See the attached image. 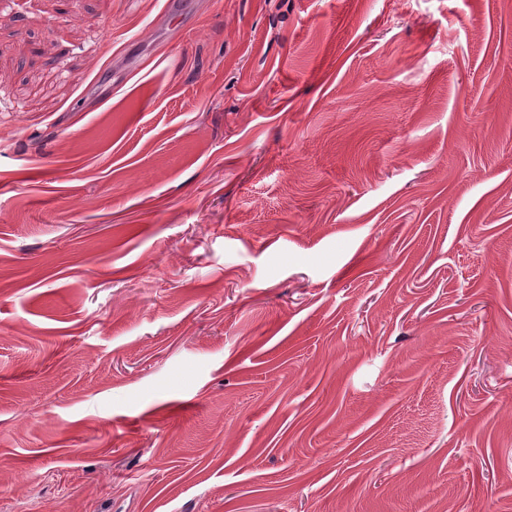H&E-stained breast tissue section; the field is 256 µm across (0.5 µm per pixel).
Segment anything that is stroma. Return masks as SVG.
<instances>
[{
	"label": "stroma",
	"instance_id": "obj_1",
	"mask_svg": "<svg viewBox=\"0 0 512 512\" xmlns=\"http://www.w3.org/2000/svg\"><path fill=\"white\" fill-rule=\"evenodd\" d=\"M0 512H512V0H0Z\"/></svg>",
	"mask_w": 512,
	"mask_h": 512
}]
</instances>
